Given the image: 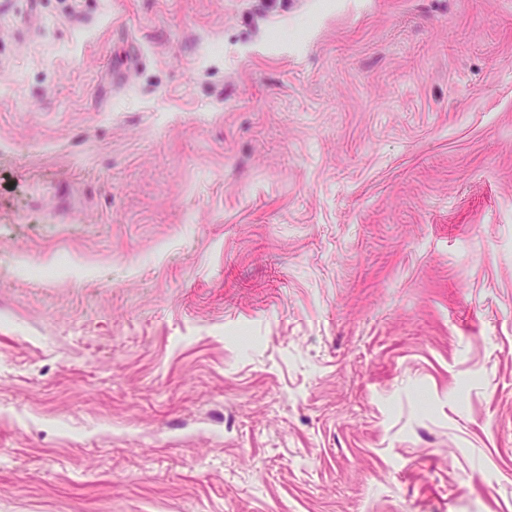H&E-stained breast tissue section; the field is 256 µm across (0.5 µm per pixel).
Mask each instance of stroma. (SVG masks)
<instances>
[{
	"mask_svg": "<svg viewBox=\"0 0 512 512\" xmlns=\"http://www.w3.org/2000/svg\"><path fill=\"white\" fill-rule=\"evenodd\" d=\"M1 137L0 512H512V0H8ZM116 54L119 62L112 68V82L114 85L124 83L129 75L144 62V55L139 44L132 39L121 42Z\"/></svg>",
	"mask_w": 512,
	"mask_h": 512,
	"instance_id": "stroma-1",
	"label": "stroma"
}]
</instances>
